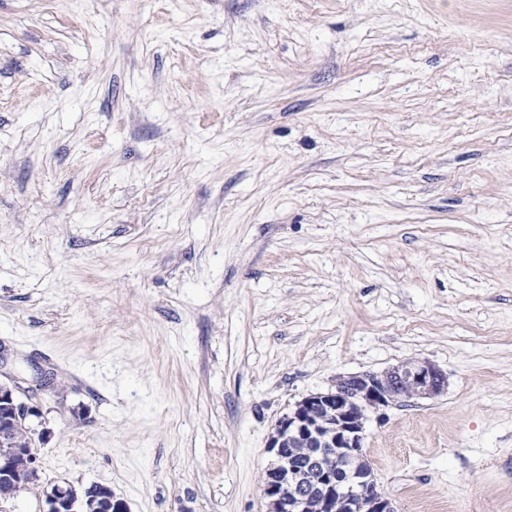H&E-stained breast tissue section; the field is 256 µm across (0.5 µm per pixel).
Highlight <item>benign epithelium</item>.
Masks as SVG:
<instances>
[{
    "label": "benign epithelium",
    "instance_id": "7a95c632",
    "mask_svg": "<svg viewBox=\"0 0 512 512\" xmlns=\"http://www.w3.org/2000/svg\"><path fill=\"white\" fill-rule=\"evenodd\" d=\"M447 387L433 363L408 358L381 372L338 376L326 392L310 394L275 425L267 441L276 464L262 476L267 512H395L378 491L373 473L354 466L363 457L368 414L400 399L431 398ZM19 386L0 382V498L38 479L37 457L28 451L32 429L23 426L40 415L18 400ZM309 449L305 468L284 463L288 449ZM49 512H70L67 491L47 496Z\"/></svg>",
    "mask_w": 512,
    "mask_h": 512
}]
</instances>
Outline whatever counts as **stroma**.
Instances as JSON below:
<instances>
[{
  "mask_svg": "<svg viewBox=\"0 0 512 512\" xmlns=\"http://www.w3.org/2000/svg\"><path fill=\"white\" fill-rule=\"evenodd\" d=\"M0 352V512H264L276 422L411 357L379 491L512 512V0H0ZM18 389L16 384L0 381V498L20 491L39 477L37 457L27 449L32 429L22 424L30 416H39L40 410L20 402Z\"/></svg>",
  "mask_w": 512,
  "mask_h": 512,
  "instance_id": "1",
  "label": "stroma"
}]
</instances>
